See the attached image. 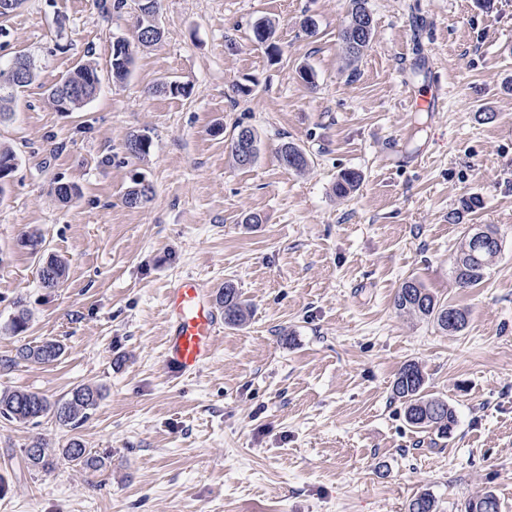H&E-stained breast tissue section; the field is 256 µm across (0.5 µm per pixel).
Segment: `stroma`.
<instances>
[{"label": "stroma", "instance_id": "obj_1", "mask_svg": "<svg viewBox=\"0 0 512 512\" xmlns=\"http://www.w3.org/2000/svg\"><path fill=\"white\" fill-rule=\"evenodd\" d=\"M137 4L105 17L96 0H24L0 18V64L25 52L37 72L0 120L17 155L0 191V361L65 347L0 368V391L104 392L75 430L0 418V512H406L423 492L438 512L487 492L512 512V0H369L374 35L354 64L338 38L349 0H162L161 42L116 84L112 44L133 37ZM261 18L278 57L252 40ZM87 61L96 98L57 111L48 88ZM169 80L189 95L160 92ZM436 82L440 110L415 109ZM239 125L260 140L247 168L229 150ZM137 133L152 139L142 159L126 148ZM285 142L307 152L304 173L281 164ZM345 170L360 182L340 198ZM141 178L153 197L127 207ZM60 182L79 197L60 202ZM487 227L501 253L461 286V239ZM36 232L67 262L59 287L41 286L23 245ZM188 274L215 297L232 283L250 318L179 374L163 359L164 298ZM408 278L465 309L467 328L398 313ZM408 362L454 408L452 436L406 424L392 386ZM75 436L104 469L20 467L33 438ZM64 352V345L58 340H47L40 345H21L15 359L6 362L7 367L15 366L19 360L49 363L58 360Z\"/></svg>", "mask_w": 512, "mask_h": 512}]
</instances>
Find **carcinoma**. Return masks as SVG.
I'll list each match as a JSON object with an SVG mask.
<instances>
[{
	"mask_svg": "<svg viewBox=\"0 0 512 512\" xmlns=\"http://www.w3.org/2000/svg\"><path fill=\"white\" fill-rule=\"evenodd\" d=\"M159 0H140V14L134 26V41L120 39L112 45L110 67L112 79L117 82L125 81L131 73L134 62L132 46L149 48L158 44L162 39L161 31L149 33L146 27L155 20ZM253 40L266 45L270 55L279 54L275 42L274 23L269 19L256 22L252 28ZM373 38L372 15L369 0H349V9L339 39L347 59L354 63L368 50ZM72 83L81 86L84 97L81 103L71 106V110L81 108V104L95 97L94 90L100 85L97 68L90 63L77 66L66 75L61 82L55 83L48 92V97L54 107H59L57 90L60 85ZM246 131L254 144V151H259V139L255 130L249 126H237L230 139V153L236 164L239 159L240 133ZM152 140L146 134H132L127 139L126 146L133 156H146L151 148ZM279 160L282 165L296 172H303L309 166L307 153L292 142H285L279 149ZM359 183V175L352 170L340 173L336 180L335 192L346 196L355 190ZM152 194V187L143 185L137 180L124 195V204L130 208H138L147 203ZM501 248L478 247L474 241V233L467 232L461 241L455 261L456 280L462 285H476L493 264ZM66 273L65 262L51 256L39 262L38 277L45 288L60 286ZM219 302L224 307V323L228 326H241L246 322V305L241 299L237 288L227 284L222 289ZM396 309L404 314L423 319H431L443 330L450 333H461L468 325L467 313L456 307L439 303L435 297L413 279H406L401 284L396 301ZM64 352V345L58 340H47L39 345L24 344L18 349L16 358L6 362L12 367L18 361L49 363L58 360ZM393 395L404 405V417L413 428L427 432L434 430L441 436L452 433L457 424L455 410L448 402L425 394V376L415 363L404 364L396 374L393 383ZM102 388L90 385H79L71 390L68 397L58 403H50L39 392L31 390L0 391V416L19 423H36L47 414H52L62 426L73 430L84 421L89 411L95 409L103 399ZM60 453L76 466L93 471L100 470L105 465V459L92 454L80 438L73 437L66 447L55 450L38 437L21 449L22 460L29 470H45L52 465L55 453ZM407 512H437L436 501L427 492L420 493L410 500ZM465 512H500L497 497L487 492L476 500L465 505Z\"/></svg>",
	"mask_w": 512,
	"mask_h": 512,
	"instance_id": "obj_1",
	"label": "carcinoma"
}]
</instances>
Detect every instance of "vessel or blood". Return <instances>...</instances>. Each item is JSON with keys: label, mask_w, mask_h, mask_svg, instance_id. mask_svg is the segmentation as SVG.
Listing matches in <instances>:
<instances>
[{"label": "vessel or blood", "mask_w": 512, "mask_h": 512, "mask_svg": "<svg viewBox=\"0 0 512 512\" xmlns=\"http://www.w3.org/2000/svg\"><path fill=\"white\" fill-rule=\"evenodd\" d=\"M164 308L170 323L166 364L182 374L199 371L213 353L220 323L211 297L195 276L185 275L168 289Z\"/></svg>", "instance_id": "obj_1"}]
</instances>
